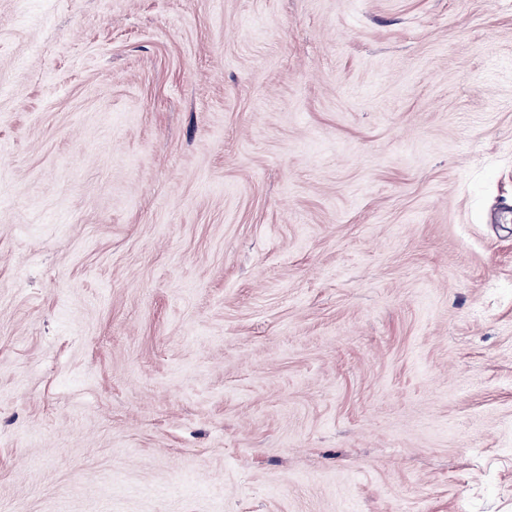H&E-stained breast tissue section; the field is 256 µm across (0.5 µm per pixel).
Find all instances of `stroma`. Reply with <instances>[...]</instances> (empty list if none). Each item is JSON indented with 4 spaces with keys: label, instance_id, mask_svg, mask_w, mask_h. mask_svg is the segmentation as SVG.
<instances>
[{
    "label": "stroma",
    "instance_id": "1",
    "mask_svg": "<svg viewBox=\"0 0 512 512\" xmlns=\"http://www.w3.org/2000/svg\"><path fill=\"white\" fill-rule=\"evenodd\" d=\"M512 0H0V512H512Z\"/></svg>",
    "mask_w": 512,
    "mask_h": 512
}]
</instances>
